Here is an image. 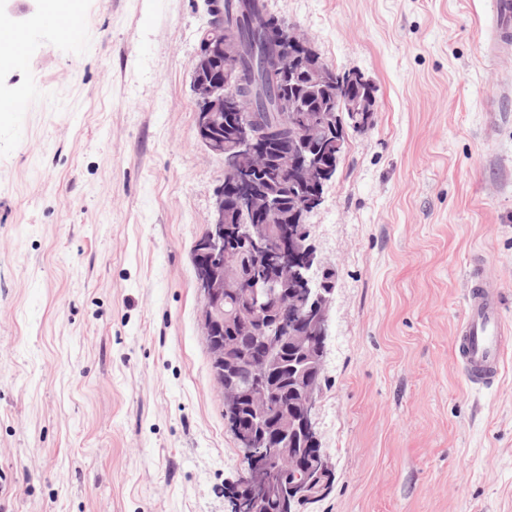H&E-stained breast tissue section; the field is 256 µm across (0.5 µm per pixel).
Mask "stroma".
Wrapping results in <instances>:
<instances>
[{"label":"stroma","mask_w":512,"mask_h":512,"mask_svg":"<svg viewBox=\"0 0 512 512\" xmlns=\"http://www.w3.org/2000/svg\"><path fill=\"white\" fill-rule=\"evenodd\" d=\"M375 86L310 214L336 268L314 416L335 466L299 512H512V344L475 390L468 275L512 333V54L488 0H266ZM0 63V512H231L192 248L224 160L195 135L204 0H14Z\"/></svg>","instance_id":"35a3bbf8"}]
</instances>
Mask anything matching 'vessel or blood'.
I'll return each instance as SVG.
<instances>
[{
	"instance_id": "vessel-or-blood-1",
	"label": "vessel or blood",
	"mask_w": 512,
	"mask_h": 512,
	"mask_svg": "<svg viewBox=\"0 0 512 512\" xmlns=\"http://www.w3.org/2000/svg\"><path fill=\"white\" fill-rule=\"evenodd\" d=\"M491 27L496 49L512 48V0H493ZM499 294L476 275L466 295V312L457 342L461 369L470 384L493 383L505 350L504 323Z\"/></svg>"
}]
</instances>
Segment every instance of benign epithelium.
<instances>
[{"label": "benign epithelium", "instance_id": "benign-epithelium-1", "mask_svg": "<svg viewBox=\"0 0 512 512\" xmlns=\"http://www.w3.org/2000/svg\"><path fill=\"white\" fill-rule=\"evenodd\" d=\"M276 50L270 68L283 122L300 112L318 116L311 132L297 131L286 141L262 133L251 99L242 91L237 37L212 22L201 31L192 66L197 110L195 134L210 152L224 156V181L216 192L205 233L195 242L192 263L203 294L201 327L210 339L213 373L224 392V411L252 418L238 430L246 448L261 445L277 463L272 473L249 472L244 498L232 497L234 512H296L297 504L323 496L334 480V465L321 448L314 425L327 357L329 319L335 301L332 263L298 231L322 203L323 191L337 172L348 144L347 129L366 130L373 122V93L328 98L333 71L309 40L282 19L264 13ZM292 181L299 192L284 204L272 182ZM229 240L236 248L226 247ZM237 304L221 314L224 300ZM298 317L284 330V317ZM259 345L251 377L238 374L236 346L221 339L224 327ZM289 345L300 368L296 398L286 420L272 418L269 407L281 402V348Z\"/></svg>", "mask_w": 512, "mask_h": 512}]
</instances>
